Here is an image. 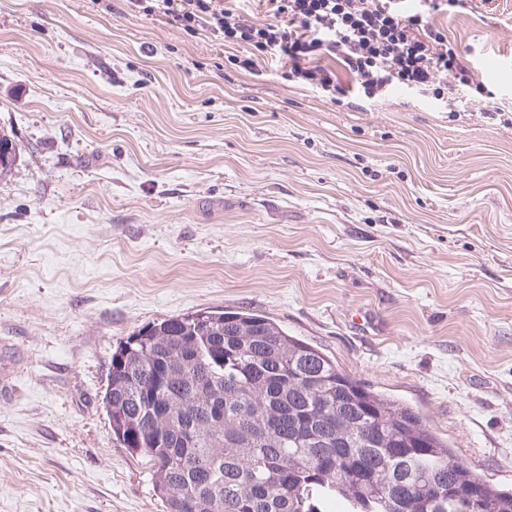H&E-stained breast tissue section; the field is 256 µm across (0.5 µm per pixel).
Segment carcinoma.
Returning a JSON list of instances; mask_svg holds the SVG:
<instances>
[{
	"mask_svg": "<svg viewBox=\"0 0 512 512\" xmlns=\"http://www.w3.org/2000/svg\"><path fill=\"white\" fill-rule=\"evenodd\" d=\"M15 147L0 137V173ZM112 434L167 512H512L413 407L249 311L149 324L112 352ZM220 407V416L212 410Z\"/></svg>",
	"mask_w": 512,
	"mask_h": 512,
	"instance_id": "cac0c4a2",
	"label": "carcinoma"
}]
</instances>
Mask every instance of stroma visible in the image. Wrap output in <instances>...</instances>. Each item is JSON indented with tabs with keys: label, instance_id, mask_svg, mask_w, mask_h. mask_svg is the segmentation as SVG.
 <instances>
[{
	"label": "stroma",
	"instance_id": "stroma-1",
	"mask_svg": "<svg viewBox=\"0 0 512 512\" xmlns=\"http://www.w3.org/2000/svg\"><path fill=\"white\" fill-rule=\"evenodd\" d=\"M491 99L336 105L127 0H0V512H167L113 351L250 311L512 489V0L437 16Z\"/></svg>",
	"mask_w": 512,
	"mask_h": 512
}]
</instances>
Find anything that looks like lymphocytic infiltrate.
<instances>
[{"instance_id": "1", "label": "lymphocytic infiltrate", "mask_w": 512, "mask_h": 512, "mask_svg": "<svg viewBox=\"0 0 512 512\" xmlns=\"http://www.w3.org/2000/svg\"><path fill=\"white\" fill-rule=\"evenodd\" d=\"M133 11L160 17L189 36L209 33L227 48V67L262 76V61L316 88L331 103L348 91L373 99L400 87L445 100L485 84L460 61L434 16L453 15L465 0H267L263 20H249L219 0H130ZM351 77L344 86L337 69Z\"/></svg>"}]
</instances>
